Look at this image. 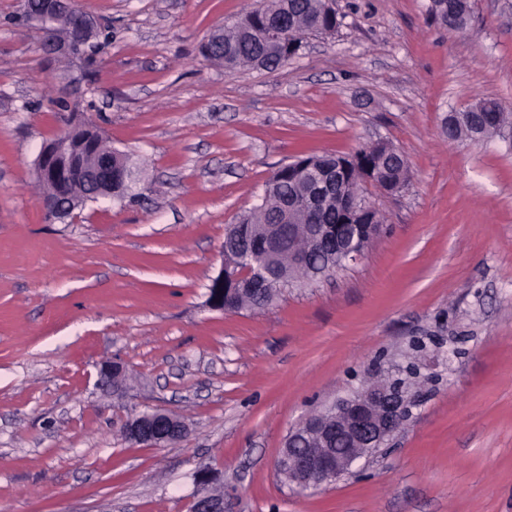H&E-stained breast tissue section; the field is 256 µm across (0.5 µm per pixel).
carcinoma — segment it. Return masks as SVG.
<instances>
[{
	"mask_svg": "<svg viewBox=\"0 0 512 512\" xmlns=\"http://www.w3.org/2000/svg\"><path fill=\"white\" fill-rule=\"evenodd\" d=\"M471 5L469 0H431L429 14L435 21L453 31L466 28ZM336 23L327 0H266L260 7L246 12L242 17L216 33V39L224 43L222 50L213 47L208 40L203 53L224 68L274 69L281 64L280 58L270 52L265 42L267 31L278 29L287 40L303 41L308 34H323ZM480 111L473 115V123H486L485 138L498 137L512 144V107L496 98L479 100ZM70 143L66 165L84 156L89 148L104 142L98 129L87 122L71 125ZM365 159L376 167L386 170L390 186L399 192L410 180L409 167L398 162L399 151L389 143H376L359 149ZM267 195L261 203L238 223L228 227L224 236L225 273L234 275L246 269H254L255 262L264 261L269 277L261 292H251L254 278L245 276L234 285V291L225 292L224 304L228 311L243 309L262 310L272 305L290 287H307L322 274L336 269V260L330 254L312 247L309 261L302 270L292 268L288 255L296 248L294 238L280 235L270 222V215L278 211L290 199L304 196L309 186L303 180L288 179V170L279 168L267 180ZM342 207L339 200H329L317 206V224H337Z\"/></svg>",
	"mask_w": 512,
	"mask_h": 512,
	"instance_id": "1",
	"label": "carcinoma"
}]
</instances>
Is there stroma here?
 Listing matches in <instances>:
<instances>
[{
    "instance_id": "obj_1",
    "label": "stroma",
    "mask_w": 512,
    "mask_h": 512,
    "mask_svg": "<svg viewBox=\"0 0 512 512\" xmlns=\"http://www.w3.org/2000/svg\"><path fill=\"white\" fill-rule=\"evenodd\" d=\"M263 0H79L93 64L45 55L0 0V512H188L207 465L225 512H512V148L448 140L479 99L512 105V0L464 31L430 0H334L339 26L272 71L200 46ZM126 154L144 198L47 222L33 161L68 120ZM379 141L409 162L357 262L261 311L209 305L226 228L302 154ZM120 360L122 394L98 368ZM419 375L410 416L357 473L306 492L288 432L373 378ZM190 431L127 441L131 409Z\"/></svg>"
}]
</instances>
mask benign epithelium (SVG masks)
<instances>
[{
	"mask_svg": "<svg viewBox=\"0 0 512 512\" xmlns=\"http://www.w3.org/2000/svg\"><path fill=\"white\" fill-rule=\"evenodd\" d=\"M24 13L32 21L52 20L70 29L66 40L52 41L48 50L58 56L71 54L75 39L90 40L99 33V24L90 15L75 8V0H39L34 5L24 0ZM69 138L59 135L45 144L35 159L36 176L41 181L63 185L68 177L58 164L60 156L67 153ZM84 186L90 189L93 200L114 195V187L125 184L131 173L113 160V150L93 148L82 161ZM360 171L363 181L385 189L381 173L372 166L363 164L360 156L353 154L331 170L314 169L319 190L317 197L330 199L342 190L345 175L350 170ZM48 221L76 217L75 199H51L41 202ZM372 207L357 194L347 199L342 210L343 220L352 224H363L365 236H376L380 227L367 223ZM311 237L314 242L336 249L337 261L344 266L356 262L364 255V250H351L336 239V225L312 224ZM224 272L212 279L209 299L211 307L224 309ZM124 367L117 363H106L99 371V382L112 388V392L122 391ZM414 396L386 381L372 383L358 392L339 399L327 413L312 416L291 431V435L301 437L304 448L282 450L278 459V469L288 473V480L301 489L320 487L344 475L352 473V466L360 459L380 450L382 445L394 436L410 413ZM189 432V425L180 415L162 408L139 410L123 424L126 440L147 447H159L177 443ZM344 433L349 447L333 448V436ZM192 512H224V493L204 489L194 498Z\"/></svg>",
	"mask_w": 512,
	"mask_h": 512,
	"instance_id": "7a95c632",
	"label": "benign epithelium"
}]
</instances>
